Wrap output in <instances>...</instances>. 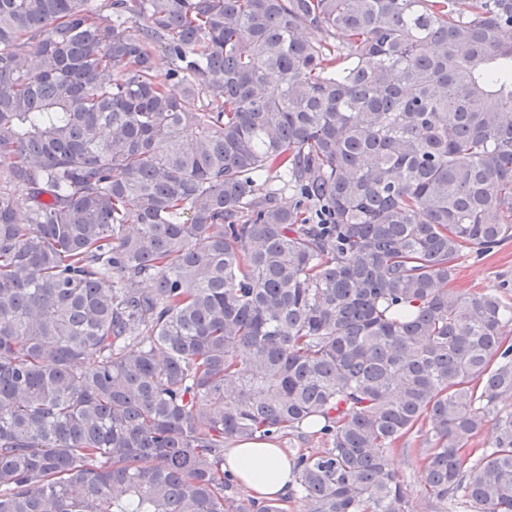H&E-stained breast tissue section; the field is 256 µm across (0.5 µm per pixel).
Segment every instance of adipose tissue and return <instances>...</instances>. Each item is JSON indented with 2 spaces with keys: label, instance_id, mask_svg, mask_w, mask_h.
Listing matches in <instances>:
<instances>
[{
  "label": "adipose tissue",
  "instance_id": "adipose-tissue-1",
  "mask_svg": "<svg viewBox=\"0 0 512 512\" xmlns=\"http://www.w3.org/2000/svg\"><path fill=\"white\" fill-rule=\"evenodd\" d=\"M224 468L259 502L287 496L295 484L290 457L271 441L234 443L224 452Z\"/></svg>",
  "mask_w": 512,
  "mask_h": 512
}]
</instances>
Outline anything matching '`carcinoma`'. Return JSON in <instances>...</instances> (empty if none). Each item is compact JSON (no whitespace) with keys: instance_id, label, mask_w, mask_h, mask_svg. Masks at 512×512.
Returning a JSON list of instances; mask_svg holds the SVG:
<instances>
[{"instance_id":"carcinoma-1","label":"carcinoma","mask_w":512,"mask_h":512,"mask_svg":"<svg viewBox=\"0 0 512 512\" xmlns=\"http://www.w3.org/2000/svg\"><path fill=\"white\" fill-rule=\"evenodd\" d=\"M511 31L0 0V512H234L226 444L305 428L302 512H413L414 431L432 512H512V284L448 287L512 239ZM427 441L429 436L425 432L418 434L412 438L411 443L407 448H412L408 451H397L390 457V463L395 462L391 466L404 480L407 487L410 502L414 507V512H429L426 511L425 505L421 500V460L418 448H428Z\"/></svg>"}]
</instances>
